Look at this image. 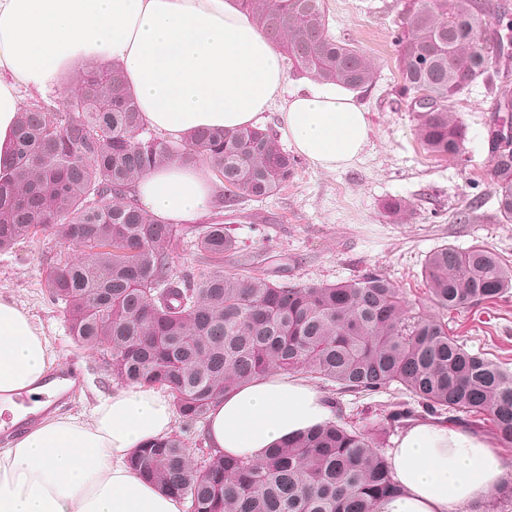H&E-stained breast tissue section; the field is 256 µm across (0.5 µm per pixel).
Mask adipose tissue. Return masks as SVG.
<instances>
[{
	"mask_svg": "<svg viewBox=\"0 0 512 512\" xmlns=\"http://www.w3.org/2000/svg\"><path fill=\"white\" fill-rule=\"evenodd\" d=\"M80 61L119 65L145 124L173 140L256 127L277 106L282 137L318 168L350 166L369 142L353 91L290 86L281 54L236 0H0V168L25 99ZM215 188L207 168L174 162L139 179L136 198L158 219L192 224ZM57 363L42 327L0 296V405L23 425L0 448V512H182L129 465L174 428L169 395L118 387L84 412L63 413L40 398ZM330 415L307 379L267 375L213 403L205 443L260 460ZM386 456L401 492L384 512H462L512 480L491 441L459 425L415 423Z\"/></svg>",
	"mask_w": 512,
	"mask_h": 512,
	"instance_id": "obj_1",
	"label": "adipose tissue"
}]
</instances>
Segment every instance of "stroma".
Segmentation results:
<instances>
[{
    "instance_id": "obj_1",
    "label": "stroma",
    "mask_w": 512,
    "mask_h": 512,
    "mask_svg": "<svg viewBox=\"0 0 512 512\" xmlns=\"http://www.w3.org/2000/svg\"><path fill=\"white\" fill-rule=\"evenodd\" d=\"M331 33L362 48L374 60L380 79L356 91L370 124V141L360 161L336 171L298 158L287 188L264 200L245 199L237 212L210 210L207 222H222L244 251L277 255L284 280L322 284L352 280L368 272L387 276L413 303H424L422 268L436 247L480 244L512 260V223L494 216V188L487 176L491 161L484 122L490 99L483 83L462 95L459 109L467 125L468 165L429 156L414 135L411 112L400 103L395 46L401 0H325ZM484 198L483 223L458 218L476 198ZM392 199L410 203L415 220L393 224L383 206ZM67 251L51 238L19 244L0 254V296L13 299L39 323L60 362L80 370L63 412L87 409L93 393H111L117 382L95 353L69 337L62 313L42 288L46 252ZM448 333L469 349L486 353L512 369V297L448 316ZM338 417L356 425H379L387 407L405 402L396 387L372 395L335 393Z\"/></svg>"
}]
</instances>
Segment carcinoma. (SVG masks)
<instances>
[{
	"instance_id": "obj_1",
	"label": "carcinoma",
	"mask_w": 512,
	"mask_h": 512,
	"mask_svg": "<svg viewBox=\"0 0 512 512\" xmlns=\"http://www.w3.org/2000/svg\"><path fill=\"white\" fill-rule=\"evenodd\" d=\"M303 74L352 90L376 83L360 48L329 32L325 0H240ZM476 17L480 30L470 27ZM397 94L413 113L427 153L465 161L458 97L482 79L489 179L501 223H512V153L492 126L512 125V8L504 0H408L396 36ZM59 112L29 99L17 123L14 158L0 172V253L49 232L80 249L46 262L43 288L80 347L103 358L112 378L165 390L181 431L130 459L146 481L189 503L188 512H381L399 493L372 432L329 420L261 461L196 456L188 446L211 405L272 371L374 394L392 385L448 423L465 416L512 447V371L448 335L445 317L512 293V263L481 245L433 249L423 266L428 315L379 273L293 285L268 274L224 270L237 252L222 224L184 226L155 218L134 198L136 181L173 161L204 159L220 197L268 198L288 185L296 161L270 130H208L185 141L143 122L119 66L85 64ZM406 224V201L385 205ZM187 239L205 260L176 277L172 243Z\"/></svg>"
}]
</instances>
